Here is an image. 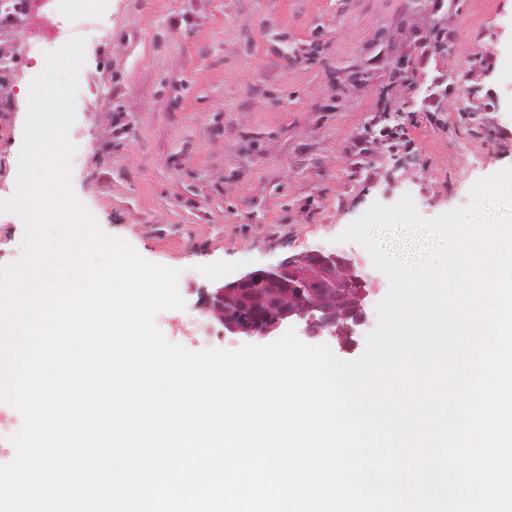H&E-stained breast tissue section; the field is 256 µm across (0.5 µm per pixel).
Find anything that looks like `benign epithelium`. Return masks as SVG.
Wrapping results in <instances>:
<instances>
[{"label":"benign epithelium","instance_id":"1","mask_svg":"<svg viewBox=\"0 0 512 512\" xmlns=\"http://www.w3.org/2000/svg\"><path fill=\"white\" fill-rule=\"evenodd\" d=\"M367 274L342 251H312L249 272L211 291L199 304L220 334L269 336L292 324L307 336L343 339L365 321Z\"/></svg>","mask_w":512,"mask_h":512}]
</instances>
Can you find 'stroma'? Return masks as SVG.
<instances>
[{
	"mask_svg": "<svg viewBox=\"0 0 512 512\" xmlns=\"http://www.w3.org/2000/svg\"><path fill=\"white\" fill-rule=\"evenodd\" d=\"M109 0L59 23L45 0L0 28V46L86 40L71 182L107 234L146 260L181 269L180 310L155 324L170 343L235 350L245 336L194 324L201 289L269 269L335 239L373 203L410 195L438 217L480 179L512 167V0ZM445 30L444 39L435 31ZM405 82L392 79L396 61ZM32 68L16 61L0 89V199L13 196ZM395 103L397 116L371 120ZM370 275L358 359L378 323L387 276Z\"/></svg>",
	"mask_w": 512,
	"mask_h": 512,
	"instance_id": "1",
	"label": "stroma"
}]
</instances>
